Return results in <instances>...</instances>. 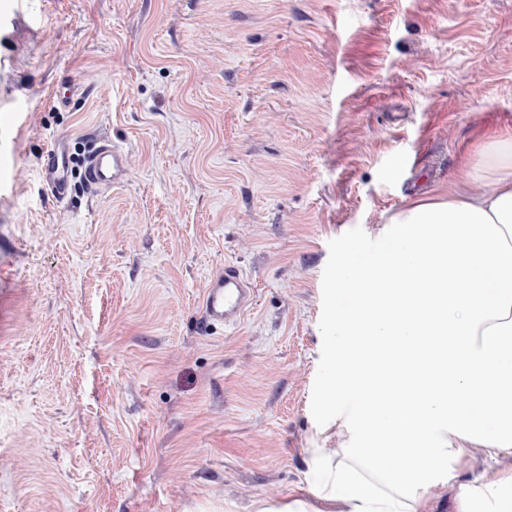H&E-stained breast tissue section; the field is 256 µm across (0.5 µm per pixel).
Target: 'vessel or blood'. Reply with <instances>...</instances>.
Instances as JSON below:
<instances>
[{
    "label": "vessel or blood",
    "instance_id": "1",
    "mask_svg": "<svg viewBox=\"0 0 512 512\" xmlns=\"http://www.w3.org/2000/svg\"><path fill=\"white\" fill-rule=\"evenodd\" d=\"M128 154L122 146L106 137L94 139L85 160L83 180L93 191L116 188L129 178ZM46 190L58 200L68 195L72 166L65 139H57L47 150L42 167ZM255 292L238 266L225 265L210 277L204 291L201 322L205 328L233 326L253 305Z\"/></svg>",
    "mask_w": 512,
    "mask_h": 512
}]
</instances>
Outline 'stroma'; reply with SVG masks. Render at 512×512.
Wrapping results in <instances>:
<instances>
[{
    "label": "stroma",
    "instance_id": "obj_1",
    "mask_svg": "<svg viewBox=\"0 0 512 512\" xmlns=\"http://www.w3.org/2000/svg\"><path fill=\"white\" fill-rule=\"evenodd\" d=\"M490 131L512 0H0V512H325L336 275ZM100 133L128 181L53 199L47 148ZM227 263L256 302L211 331ZM464 459L428 512L498 467Z\"/></svg>",
    "mask_w": 512,
    "mask_h": 512
}]
</instances>
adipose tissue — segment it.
<instances>
[{
  "label": "adipose tissue",
  "instance_id": "obj_1",
  "mask_svg": "<svg viewBox=\"0 0 512 512\" xmlns=\"http://www.w3.org/2000/svg\"><path fill=\"white\" fill-rule=\"evenodd\" d=\"M463 171L486 191L414 204L376 259L345 261L332 342L357 321L375 345L330 378L356 442L322 489L336 512H425L427 469L463 465L467 448L512 458V136L486 137ZM382 445L398 456L379 460ZM488 502L512 512V467L462 485L457 512Z\"/></svg>",
  "mask_w": 512,
  "mask_h": 512
}]
</instances>
